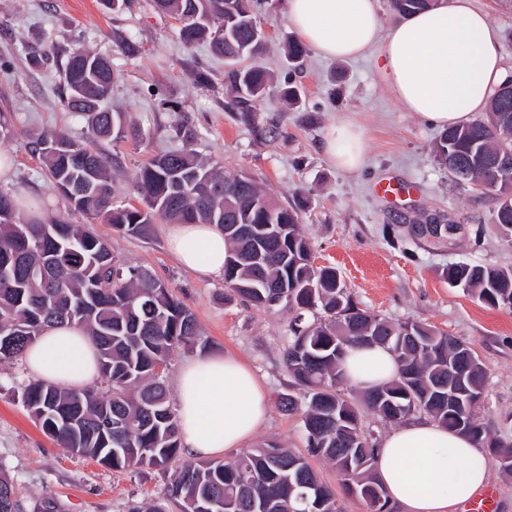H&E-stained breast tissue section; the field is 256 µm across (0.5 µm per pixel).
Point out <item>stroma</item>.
<instances>
[{
  "label": "stroma",
  "mask_w": 512,
  "mask_h": 512,
  "mask_svg": "<svg viewBox=\"0 0 512 512\" xmlns=\"http://www.w3.org/2000/svg\"><path fill=\"white\" fill-rule=\"evenodd\" d=\"M502 33L507 76L512 77V0H473ZM258 21L268 31L262 59L271 86L250 120L229 111L225 63L208 44L186 49L179 23L157 10L154 0H0V152L15 157L9 181L0 190L30 203L29 218L83 224L87 218L51 191L40 156L29 143L44 131L63 128L77 140L88 137L86 116L65 111L59 60L76 45L108 56L112 94L107 106L137 123L141 144L126 139L95 142L112 163V196L141 205L134 175L154 155L179 149L172 129L190 123L195 150L226 168L247 173L280 204L302 202V225L314 264L336 268L341 280L367 309L393 322L428 324L466 341L488 374L481 417L492 434L512 441V311L480 303L450 286L449 266L457 263L512 267V246L492 222L497 196L460 188L439 164L433 145L438 128L402 112L383 84L374 53L348 60H326L307 52L298 67L288 65L283 47L296 39L286 17V0H255ZM131 40L135 53L121 51ZM51 56L36 64L31 52ZM295 84L299 106L280 99L284 82ZM348 119L366 137L361 170L346 172L331 163L321 142L325 131ZM276 126L270 138L263 131ZM415 186L411 199L389 203L373 187L385 179ZM451 220L453 234L439 239L409 234L428 218ZM120 266L143 267L164 280L194 313L205 347H186L164 372L174 388L183 363L207 353L233 354L262 378L270 399L264 427L250 447L275 442L295 452L305 449V404L283 411L291 393L283 353L288 345V310L270 313L227 296L223 275L201 277L179 266L167 247V226H155L144 240L95 223ZM32 375L23 360L0 363V470L13 479L23 512L51 497L61 512H129L142 502H167V471L143 466L115 471L59 447L24 408L17 393Z\"/></svg>",
  "instance_id": "35a3bbf8"
}]
</instances>
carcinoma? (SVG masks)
I'll return each mask as SVG.
<instances>
[{
  "instance_id": "carcinoma-1",
  "label": "carcinoma",
  "mask_w": 512,
  "mask_h": 512,
  "mask_svg": "<svg viewBox=\"0 0 512 512\" xmlns=\"http://www.w3.org/2000/svg\"><path fill=\"white\" fill-rule=\"evenodd\" d=\"M161 11L182 22L188 48L199 43L228 61L224 84L233 92L231 109L250 118L254 102L270 85L260 63L264 46L254 40L251 0H155ZM398 14L422 10L436 0H390ZM226 26L227 36H213ZM248 60L245 67L237 66ZM64 106L88 116L93 136L115 133L139 141L142 133L102 104L112 93L108 60L74 48L63 65ZM183 148L153 157L135 177L146 208L112 203V169L96 151L63 131L35 141L49 182L75 211L141 238L153 224H237L226 233L224 283L229 296L256 308L294 313L284 363L293 385L307 399V454L274 443L230 460L181 459L179 424L158 368L172 354L198 342L190 309L150 271L119 267L107 241L88 224L26 218L13 196L0 192V362L23 355L44 328L70 324L87 331L96 345L107 390L62 388L36 380L22 386V401L45 435L72 452L114 470L143 466L166 469L178 463L168 486L181 512H339L335 492L308 457L333 463L345 491L358 489L369 512L385 492L375 470L378 438L365 428L363 413L385 425L417 413L474 439L512 473V443L493 437L482 422L487 371L464 341L420 322L391 323L358 306L332 267L313 265L311 243L302 229V208L268 198L239 171L213 165L191 148L192 132L176 128ZM48 140L58 147L49 152ZM512 151V98H490L480 119L444 130L434 145L438 160L453 158L455 181L495 192L493 216L512 242V192L502 189L498 156ZM448 282L462 286L492 308L512 309V267L457 264ZM420 343L403 335L405 327ZM392 351L399 376L389 386L345 396L343 360L355 345ZM465 375L466 393L457 405L437 397L438 387ZM0 512H21L12 480L0 475Z\"/></svg>"
}]
</instances>
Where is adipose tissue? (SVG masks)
<instances>
[{"mask_svg": "<svg viewBox=\"0 0 512 512\" xmlns=\"http://www.w3.org/2000/svg\"><path fill=\"white\" fill-rule=\"evenodd\" d=\"M287 19L316 54L343 60L375 51L386 88L402 111L438 128L468 123L485 111L504 79L502 34L472 0L437 5L384 25L379 0H287ZM324 154L354 171L365 158V138L354 123L330 127ZM168 248L183 267L207 277L224 270V233L214 224H172ZM28 370L56 384L82 388L99 375L85 330L46 329L24 354ZM346 380L359 390L394 381L399 365L380 346L351 349ZM180 445L194 458L238 448L267 420L268 393L239 358L202 356L176 380ZM375 469L399 512H454L488 483L491 461L470 438L429 418L407 421L382 439Z\"/></svg>", "mask_w": 512, "mask_h": 512, "instance_id": "ef3b65f1", "label": "adipose tissue"}]
</instances>
